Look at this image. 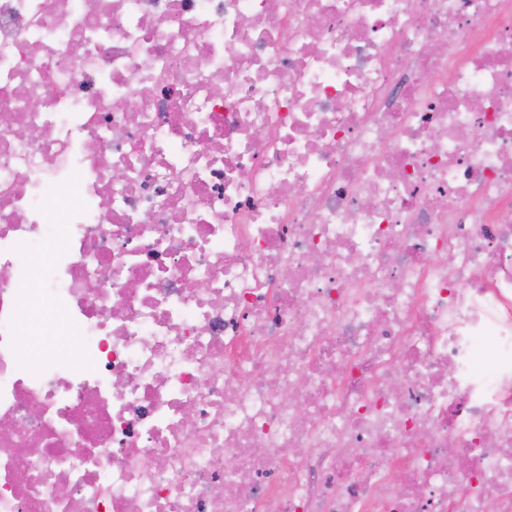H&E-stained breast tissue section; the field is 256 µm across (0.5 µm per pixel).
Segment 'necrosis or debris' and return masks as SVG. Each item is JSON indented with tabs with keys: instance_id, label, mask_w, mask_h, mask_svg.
<instances>
[{
	"instance_id": "4bbe7bcc",
	"label": "necrosis or debris",
	"mask_w": 512,
	"mask_h": 512,
	"mask_svg": "<svg viewBox=\"0 0 512 512\" xmlns=\"http://www.w3.org/2000/svg\"><path fill=\"white\" fill-rule=\"evenodd\" d=\"M509 355L512 0H0V512H512Z\"/></svg>"
}]
</instances>
